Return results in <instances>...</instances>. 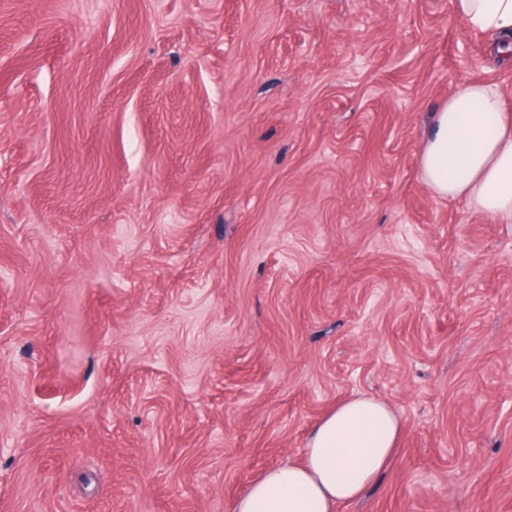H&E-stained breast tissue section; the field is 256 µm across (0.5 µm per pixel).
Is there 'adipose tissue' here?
<instances>
[{
  "label": "adipose tissue",
  "instance_id": "adipose-tissue-1",
  "mask_svg": "<svg viewBox=\"0 0 512 512\" xmlns=\"http://www.w3.org/2000/svg\"><path fill=\"white\" fill-rule=\"evenodd\" d=\"M453 9L496 50L512 52V0H453ZM421 169L436 194L465 198L488 216H512V114L495 85L464 82L452 91L434 114ZM401 433L385 402L346 400L315 426L301 460L263 472L234 512H335L389 466Z\"/></svg>",
  "mask_w": 512,
  "mask_h": 512
}]
</instances>
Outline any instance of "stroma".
<instances>
[{"mask_svg":"<svg viewBox=\"0 0 512 512\" xmlns=\"http://www.w3.org/2000/svg\"><path fill=\"white\" fill-rule=\"evenodd\" d=\"M452 0H0V512H233L358 395L336 512H512V218L420 155Z\"/></svg>","mask_w":512,"mask_h":512,"instance_id":"stroma-1","label":"stroma"}]
</instances>
